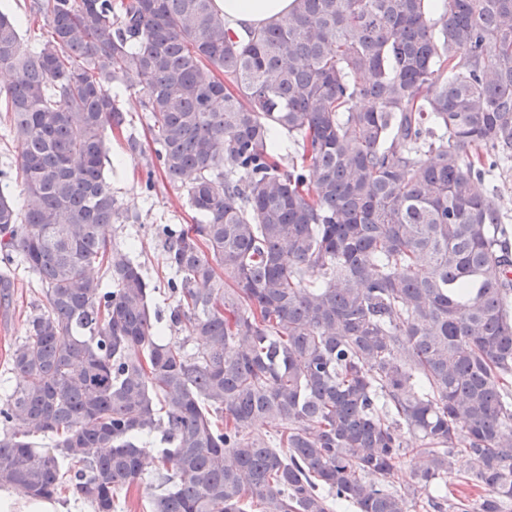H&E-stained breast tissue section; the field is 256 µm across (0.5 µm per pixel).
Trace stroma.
I'll use <instances>...</instances> for the list:
<instances>
[{"mask_svg":"<svg viewBox=\"0 0 512 512\" xmlns=\"http://www.w3.org/2000/svg\"><path fill=\"white\" fill-rule=\"evenodd\" d=\"M126 117L122 130L114 132L110 141L107 180L112 193L130 220L112 225L110 237L117 247L128 251L141 264L154 291L152 304L168 312L174 298L168 287L170 277L165 263L166 241L163 225L188 224L193 212L186 193L168 182L162 171L152 170L155 161L149 119L141 104L136 84H129L118 101ZM135 139L140 150L130 153L128 139ZM18 145L8 123L0 124V189L8 193L15 204H22L24 195L17 177ZM44 302L41 286L34 275L24 268L15 271V286L9 301H0V399L18 384L10 368L9 355L27 334L28 319Z\"/></svg>","mask_w":512,"mask_h":512,"instance_id":"stroma-1","label":"stroma"}]
</instances>
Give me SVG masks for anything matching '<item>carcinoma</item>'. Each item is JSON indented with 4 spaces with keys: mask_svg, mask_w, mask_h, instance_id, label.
<instances>
[{
    "mask_svg": "<svg viewBox=\"0 0 512 512\" xmlns=\"http://www.w3.org/2000/svg\"><path fill=\"white\" fill-rule=\"evenodd\" d=\"M35 5L28 53L0 10L24 194L0 192V297L16 254L45 299L0 488L115 512L152 466L150 512H512V232L474 189L512 163V0H294L244 38L214 0ZM130 75L199 215L163 228L193 354L108 238ZM459 452L473 502L448 501Z\"/></svg>",
    "mask_w": 512,
    "mask_h": 512,
    "instance_id": "carcinoma-1",
    "label": "carcinoma"
}]
</instances>
